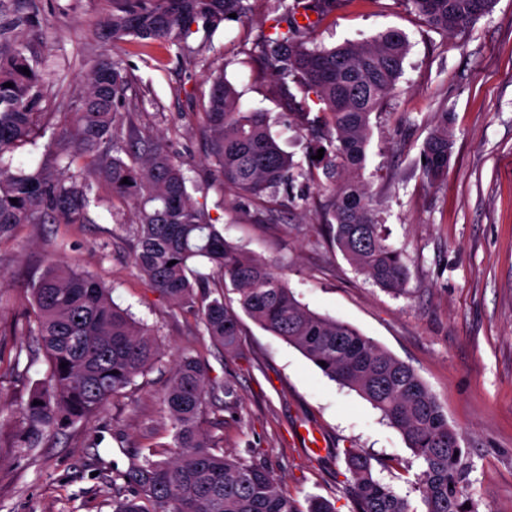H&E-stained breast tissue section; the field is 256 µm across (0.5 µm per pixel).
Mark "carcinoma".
<instances>
[{
    "label": "carcinoma",
    "mask_w": 512,
    "mask_h": 512,
    "mask_svg": "<svg viewBox=\"0 0 512 512\" xmlns=\"http://www.w3.org/2000/svg\"><path fill=\"white\" fill-rule=\"evenodd\" d=\"M496 2L409 0L431 28L447 36L492 13ZM247 10V0H114L98 26L106 38L185 45L194 24L213 32L230 14L239 19ZM284 14L291 16L287 27L277 24L263 36L259 59L279 76L289 116L329 145L323 171L332 193L325 206L327 230L356 269L398 294L407 271L400 253L386 243L360 173L370 116L396 89L407 38L390 29L369 41L312 46L308 27L298 24L292 8ZM38 25L37 16L27 15L0 27V239L19 224H89L91 207L104 192L114 202L132 203L136 222L130 234L140 276L174 310L197 317L213 345L226 353L239 349V319L224 304L230 286L247 316L313 364L325 362L320 370L327 377L358 392L400 432L421 467L425 512H481L467 492L470 453L422 378L351 324L309 310L270 264L224 239L210 214L192 201L183 163L162 138L120 112L131 87L120 62L99 59L48 153L26 170H12L10 153L45 133L38 112L42 84L28 46L13 33L18 26ZM291 82L316 95L320 115L309 119L307 100L297 98ZM241 98L224 72L213 76L201 113L213 172L246 197L272 199L288 187L296 166L273 138L269 114L245 109ZM441 116L422 153V175L432 182L446 179L451 155L448 113ZM30 293L36 319L25 335L48 358L41 388L20 412L28 427L24 444L32 447L43 431L69 427L103 408L154 366L159 345L152 330L114 304L109 288L67 262L46 264ZM207 371L205 361L191 355L174 364L160 404L177 452L165 458L162 450L139 451L126 469L114 471L112 481L121 485L112 512H336L318 495L300 505L266 467L220 451L205 428L208 403L220 390L229 408L237 394L228 382L211 384ZM345 461L351 512H416L397 487L376 478L362 450L348 449Z\"/></svg>",
    "instance_id": "1"
}]
</instances>
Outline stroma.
<instances>
[{"label":"stroma","instance_id":"obj_1","mask_svg":"<svg viewBox=\"0 0 512 512\" xmlns=\"http://www.w3.org/2000/svg\"><path fill=\"white\" fill-rule=\"evenodd\" d=\"M249 5L241 20L197 32L183 48L101 37L96 24L112 0H0V24L38 14L28 54L42 80L43 120L57 130L95 60H120L132 80L124 113L183 160L192 200L225 239L272 264L310 310L353 325L413 367L470 452V495L483 512H512V0H497L491 14L453 36L430 29L409 0H339L308 33L326 48L391 28L407 37L395 92L370 117L361 175L408 271L398 295L331 243L314 140L305 126L286 124L278 80L255 59L284 8L279 0ZM221 69L248 108L270 114L273 136L299 166L270 224L258 220L259 202L217 180L208 161L200 114ZM443 112L452 152L447 179L432 183L421 153ZM91 217L82 225L21 224L0 240V512H112L113 468H125L130 452L172 443L159 396L184 354L205 359L212 384L236 386L235 411L217 402L206 411L219 447L267 466L297 501L320 495L336 512H351L344 451L358 448L381 481L418 502L420 467L379 410L248 316L240 318L238 352H218L196 317L176 312L139 275L128 233L133 206L107 198ZM52 260L111 288L115 304L155 331L161 355L102 410L28 448L18 411L48 363L21 328L34 318L28 285ZM310 427L325 439L317 454L301 441Z\"/></svg>","mask_w":512,"mask_h":512}]
</instances>
